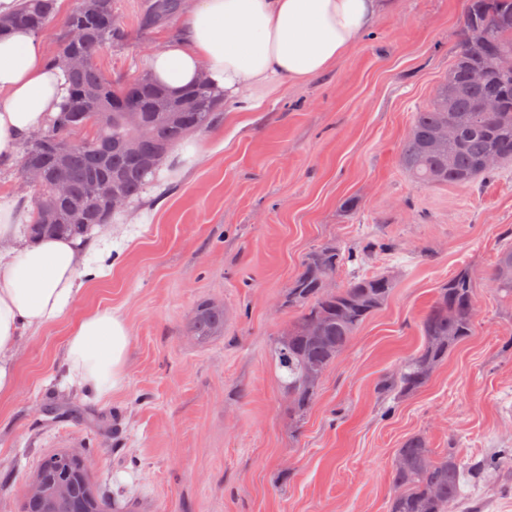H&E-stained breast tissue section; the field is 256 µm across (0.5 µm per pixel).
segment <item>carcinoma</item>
Segmentation results:
<instances>
[{
	"label": "carcinoma",
	"mask_w": 512,
	"mask_h": 512,
	"mask_svg": "<svg viewBox=\"0 0 512 512\" xmlns=\"http://www.w3.org/2000/svg\"><path fill=\"white\" fill-rule=\"evenodd\" d=\"M182 9L181 0H148L141 26L149 27ZM56 15V0H16L12 27L43 31ZM64 34L52 60L65 72L68 95L60 112L28 138L21 173L40 171L31 212L30 234L84 236L93 226L109 224L115 211L98 192L106 183L125 205L144 191L171 150L189 135L221 120L224 95L205 77L177 91L146 73L131 82L108 79L96 59L116 35L112 0H79L63 21ZM80 59L82 66L71 61ZM483 80H472L473 72ZM491 101L492 110L484 109ZM139 113L140 126L127 121ZM456 136L440 149L432 142L444 124ZM497 158L493 167L488 156ZM512 161V0H467L448 77L426 106L413 114L400 152L409 178L423 187L463 186L489 178ZM65 183L60 197L55 185ZM377 243L343 248L327 242L311 251L289 282L282 306L294 313L270 344L279 383L288 395V419L299 424L310 409L319 382L347 348L360 327L387 301L392 286L384 273L351 277L331 288L347 264L360 263ZM489 280L497 293L512 300V244L502 248ZM475 278L460 269L437 288L418 323L422 348L402 363L395 375L382 378L380 394L401 399L420 390L450 350L473 334L476 318ZM190 329L197 336L224 330V308L199 304ZM83 453L59 450L45 455L35 473L46 484L45 497L22 501L21 512H111L112 507L91 474L80 472L75 459ZM393 466L389 512H456L464 480L487 479L512 464V448H500L479 461L463 463L455 448L442 454L428 448L424 436L406 439Z\"/></svg>",
	"instance_id": "obj_1"
}]
</instances>
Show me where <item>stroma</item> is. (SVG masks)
I'll use <instances>...</instances> for the list:
<instances>
[{"label": "stroma", "mask_w": 512, "mask_h": 512, "mask_svg": "<svg viewBox=\"0 0 512 512\" xmlns=\"http://www.w3.org/2000/svg\"><path fill=\"white\" fill-rule=\"evenodd\" d=\"M146 4L112 2L125 36L98 60L110 78L145 74L177 29L141 28ZM464 5L396 0L331 70L225 113L115 215L128 241L111 275L17 349L18 390L0 400V512H20L41 457L58 450L86 454L112 512H388L407 438L465 463L512 448V302L488 280L512 242V163L467 186L422 187L399 161L413 113L448 74ZM367 239L397 249L337 285L387 271L396 286L291 424L269 351L293 317L282 296L314 248ZM464 267L472 336L419 392L382 399L378 381L420 350L421 314ZM205 300L224 307L221 335L190 331ZM94 309L117 311L130 332L124 385L98 402L59 385L70 328ZM462 491L465 506L512 512V468Z\"/></svg>", "instance_id": "35a3bbf8"}]
</instances>
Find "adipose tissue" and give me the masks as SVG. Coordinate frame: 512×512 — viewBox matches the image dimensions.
Listing matches in <instances>:
<instances>
[{
  "label": "adipose tissue",
  "instance_id": "obj_1",
  "mask_svg": "<svg viewBox=\"0 0 512 512\" xmlns=\"http://www.w3.org/2000/svg\"><path fill=\"white\" fill-rule=\"evenodd\" d=\"M392 6V0H196L182 33L150 57L153 76L178 90L199 76L223 88L235 111L252 108L265 89L303 83L328 71ZM66 94L61 69L43 42L18 28L0 38V162L44 127ZM13 199L0 195V398L18 387L20 340L62 317L76 303L82 276L112 270V248L80 262L81 239L44 236L30 242ZM130 334L116 312L92 310L71 328L63 350V383L98 401L125 378Z\"/></svg>",
  "mask_w": 512,
  "mask_h": 512
}]
</instances>
